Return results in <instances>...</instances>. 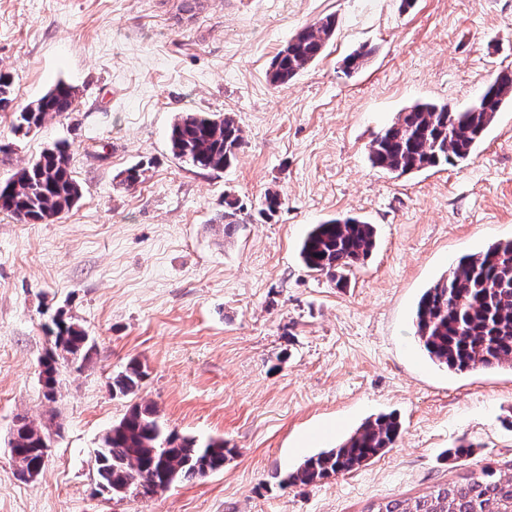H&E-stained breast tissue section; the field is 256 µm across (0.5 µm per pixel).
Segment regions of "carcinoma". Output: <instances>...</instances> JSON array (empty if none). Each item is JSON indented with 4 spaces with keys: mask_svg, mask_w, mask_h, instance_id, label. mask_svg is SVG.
Listing matches in <instances>:
<instances>
[{
    "mask_svg": "<svg viewBox=\"0 0 512 512\" xmlns=\"http://www.w3.org/2000/svg\"><path fill=\"white\" fill-rule=\"evenodd\" d=\"M336 31V17L325 15L304 26L274 57L272 85L290 82L320 58ZM370 54L356 50L344 59V73L358 71ZM10 76L0 72V111H15L12 132L27 134L49 115L73 110L72 87L60 81L46 94L14 110ZM512 103V70H502L487 84L466 112L446 104L420 102L398 113L394 121L370 142L373 166L402 176L441 166L463 164L484 139L498 112ZM174 156L200 169L220 170L231 164L244 143L241 128L226 115L191 113L179 117L169 131ZM80 189L70 170L67 149L58 146L41 153L29 166L0 182V211L25 223H48L72 208ZM238 206L224 200V235L236 228ZM376 247L374 225L357 217L333 218L315 224L303 239L300 258L315 273L339 286L345 276ZM414 336L420 349L436 366L454 372L483 368L512 369V239L461 257L448 276L420 296L413 315ZM48 332L55 347L83 363L92 348L84 330L58 321ZM48 394H54L58 357L41 362ZM146 371L132 360L112 378V392L133 395ZM401 422L393 413L367 419L336 448L306 458L287 473V484H311L336 474L350 473L381 457L393 447ZM44 432L27 418L19 419L11 448L16 476L33 479L45 466ZM234 452L222 438L204 443L180 436L160 422L155 407L135 404L106 433L95 456L100 491L112 499L150 497L178 482H194L224 470ZM368 512H512V459L492 461L434 487L410 500L391 499Z\"/></svg>",
    "mask_w": 512,
    "mask_h": 512,
    "instance_id": "carcinoma-1",
    "label": "carcinoma"
}]
</instances>
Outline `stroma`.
I'll list each match as a JSON object with an SVG mask.
<instances>
[{
	"label": "stroma",
	"instance_id": "1",
	"mask_svg": "<svg viewBox=\"0 0 512 512\" xmlns=\"http://www.w3.org/2000/svg\"><path fill=\"white\" fill-rule=\"evenodd\" d=\"M332 14L321 58L288 84L273 57ZM370 51L347 75L343 61ZM512 70V0H0V71L18 106L57 82L73 111L27 136L0 112V181L65 145L80 198L53 221L0 212V512H367L512 459V370L434 365L413 310L460 256L512 238V106L462 165L394 177L368 147L418 102L471 103ZM185 112L232 115L245 143L203 170L173 156ZM143 170L127 184L126 172ZM283 202L261 213L266 192ZM238 229L224 235V200ZM355 216L378 246L345 287L305 268L311 225ZM93 348L47 394L54 317ZM136 394H113L130 360ZM180 435L224 439L223 471L117 502L96 485L104 435L136 403ZM396 413L393 448L356 471L283 484L367 419ZM51 441L15 475L18 416ZM473 443L470 457L449 449Z\"/></svg>",
	"mask_w": 512,
	"mask_h": 512
}]
</instances>
